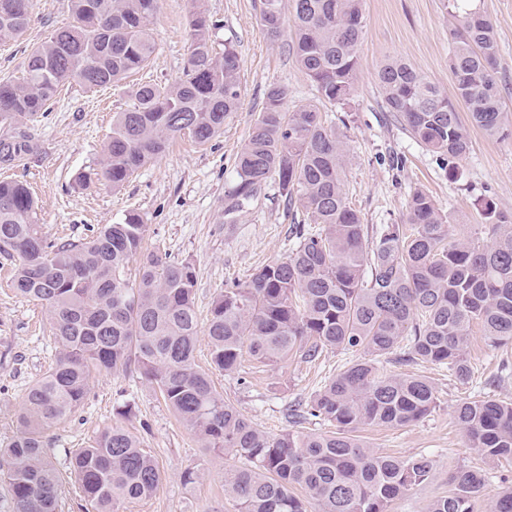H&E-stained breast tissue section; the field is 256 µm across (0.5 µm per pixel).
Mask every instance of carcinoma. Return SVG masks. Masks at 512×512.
<instances>
[{"instance_id":"cac0c4a2","label":"carcinoma","mask_w":512,"mask_h":512,"mask_svg":"<svg viewBox=\"0 0 512 512\" xmlns=\"http://www.w3.org/2000/svg\"><path fill=\"white\" fill-rule=\"evenodd\" d=\"M72 22L54 30L27 55L20 83L0 82V166L19 167L36 149L17 127L50 109L59 89L76 83L91 91L143 70L155 48L151 24L159 0H68ZM363 0H263L267 36L279 38L285 18L296 35L295 61L313 83L319 104L290 111L288 88L275 84L235 158L237 184L226 213L240 211L270 179L302 214L286 257L224 289L211 304L206 336L211 364L226 373L243 352L276 365L290 357L311 363L324 353L360 357L291 410L298 426L277 436L256 428L213 386L195 362L200 336L196 273L187 261L144 253L146 225L136 213L104 224L89 238L55 241L36 221L26 183L0 181V251L16 257L12 286L42 305L58 345L53 368L29 388L19 432L0 448V478L14 512H57L61 486L45 449V431L68 420L85 402L91 379L137 372L189 427L202 448L245 460L224 473L237 512H387L388 503L428 480L426 456L398 458L363 443L366 426L402 427L429 415L437 397L428 377L385 376L388 356L402 365L448 369L471 379L468 345L475 327L492 346L512 342V212L487 201L478 235L450 240L448 218L434 198L414 190L402 224L371 232L345 189L347 149L323 121L321 108L345 105L357 88V49ZM451 21L449 69L464 123L441 89L402 59L378 72L389 111L411 136L456 173L470 149L467 126L512 138V113L502 103L499 47L490 17L471 0H444ZM32 0H0V39L22 36ZM190 53L183 77L168 86H133L132 106L112 117V133L95 167L82 178L117 189L184 134L206 144L224 131L241 98L234 46L217 54L215 23L201 10L188 21ZM455 418L487 466L512 459V402L474 397ZM319 419L336 426L306 433ZM70 470L95 512H117L125 501L151 497L163 473L155 458L121 425L105 428L77 449ZM452 490L426 512H474L486 489V470L462 467ZM301 489L304 497L294 490ZM491 512H512V485Z\"/></svg>"}]
</instances>
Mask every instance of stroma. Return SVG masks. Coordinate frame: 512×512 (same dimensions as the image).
<instances>
[{"mask_svg":"<svg viewBox=\"0 0 512 512\" xmlns=\"http://www.w3.org/2000/svg\"><path fill=\"white\" fill-rule=\"evenodd\" d=\"M477 6L493 21L500 47L499 81L505 105L512 110V0H477ZM197 9L217 23L216 48L231 44L240 57L241 104L223 135L204 145L186 136L175 140L119 189L84 182L83 173L102 157L113 113L132 104V83L164 86L182 76L189 56L188 19ZM363 12L357 92L327 118L346 136V192L364 223H402L409 196L417 189L434 197L456 238L471 234L481 223L483 201L512 212V139L501 141L470 129V151L458 162L456 178H449L447 168L411 137L379 92V68L387 59L400 58L455 98L442 0H364ZM70 20L68 0H33V22L24 36L0 39V81L20 80L30 49ZM152 28L155 52L133 81L94 91L70 85L48 112L23 119L38 150L24 166L0 168V180L26 181L36 201L37 222L52 239L81 240L137 212L146 226L144 249L193 263L196 308L204 323L225 285L245 282L257 268L286 257L294 242L292 214L277 182L264 185L233 221L224 216L235 182V156L252 131L264 94L270 85L287 86L288 105L294 108L316 103L317 93L295 63L292 26L284 25L277 41L267 37L261 0H160ZM13 267V259L0 254V448L19 430L18 413L28 387L52 367L57 354L44 330L41 306L12 290ZM468 357L474 375L464 384L429 364L380 363L381 374L417 373L428 377L437 391L436 406L423 420L397 428L366 427L358 433L380 452L400 458L425 455L434 462L431 478L392 500L388 512H426L432 500L448 494L452 471L477 463L454 417L460 401L482 390L512 402V345L491 347L477 332ZM352 358V353L334 351L312 364L292 358L263 368L246 355L239 371L228 375L212 369L206 340H199L195 352L197 365L209 371L217 392L272 436L291 429V410L310 400ZM128 403L135 413L126 418L120 411ZM115 424L138 436L165 474L150 498L124 503L120 512H234L233 498L224 489V470L236 465V458L200 447L193 431L136 373L97 376L83 406L47 430V450L62 477L61 512H85L69 474L71 451ZM190 467L201 473L193 483L183 479Z\"/></svg>","mask_w":512,"mask_h":512,"instance_id":"35a3bbf8","label":"stroma"}]
</instances>
